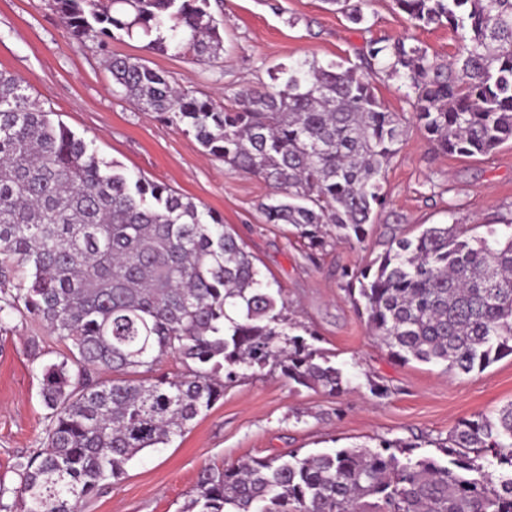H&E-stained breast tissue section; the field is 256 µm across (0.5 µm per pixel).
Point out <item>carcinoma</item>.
<instances>
[{
  "mask_svg": "<svg viewBox=\"0 0 512 512\" xmlns=\"http://www.w3.org/2000/svg\"><path fill=\"white\" fill-rule=\"evenodd\" d=\"M354 25L368 0H325ZM80 41L105 47L123 31L206 61L223 48L210 0H53ZM418 28L446 26V62L404 39H372L355 63L282 66L272 84L225 108L139 58L109 59L138 108L186 127L204 150L271 185L268 224L292 226L308 248L362 244L386 204L384 172L405 135L375 92L383 73L413 94V118L435 149L487 155L512 143V0H395ZM0 70V321L45 324L67 353L42 367L49 410L43 448L16 458L21 512H79L143 450L167 445L250 371L330 395L347 390L316 334L292 333L272 288L236 234L163 183L107 166ZM470 236L432 224L392 237L345 272L357 313L394 357L469 373L512 354V223ZM23 284L9 285L17 276ZM177 357L183 372L158 373ZM408 444L296 452L199 472L182 512H512V403L496 419H463L447 463Z\"/></svg>",
  "mask_w": 512,
  "mask_h": 512,
  "instance_id": "1",
  "label": "carcinoma"
}]
</instances>
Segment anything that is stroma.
Returning <instances> with one entry per match:
<instances>
[{
	"label": "stroma",
	"mask_w": 512,
	"mask_h": 512,
	"mask_svg": "<svg viewBox=\"0 0 512 512\" xmlns=\"http://www.w3.org/2000/svg\"><path fill=\"white\" fill-rule=\"evenodd\" d=\"M366 12L369 26L363 29L327 10L323 0H223L214 12L223 24V49L208 63L185 50L152 51L144 39L123 33L104 50L76 40L52 0H0V69L21 77L53 121L92 141L102 161L167 184L223 220L261 272L282 288L290 322L315 331L319 348L349 381L333 396L290 386L276 373L244 379L226 388L183 436L138 455L122 480L88 499L82 512H179L204 467L291 451L303 456L400 439L414 444L415 455L435 456V440L446 438L459 420L494 415L512 402V355L460 376L439 365L399 361L358 315L342 276L383 253L392 234L411 237L430 224L457 222L482 235L487 225L512 215V144L473 158L434 150L414 124L406 88L379 76V97L407 129L385 171L387 204L374 213L363 244L336 245L313 261L289 226L265 223L260 204L272 187L204 155L184 126L140 111L105 65L110 53L140 58L229 106L240 88L270 83L279 66L351 60L373 38H405L442 59L456 51L448 28L413 27L394 0H369ZM64 350L31 320L15 315L0 325L5 487L16 484V455L41 445L47 414L41 368ZM374 381L388 385L390 394L375 396Z\"/></svg>",
	"instance_id": "stroma-1"
}]
</instances>
